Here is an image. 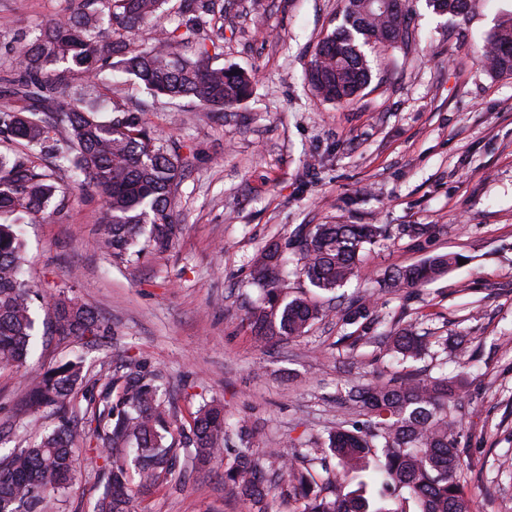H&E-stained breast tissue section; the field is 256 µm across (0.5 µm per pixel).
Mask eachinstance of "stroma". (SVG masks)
Here are the masks:
<instances>
[{
	"instance_id": "1",
	"label": "stroma",
	"mask_w": 512,
	"mask_h": 512,
	"mask_svg": "<svg viewBox=\"0 0 512 512\" xmlns=\"http://www.w3.org/2000/svg\"><path fill=\"white\" fill-rule=\"evenodd\" d=\"M64 0H0V63L23 31L55 17ZM408 43L369 56L372 80L349 104L320 100L305 72L339 23L340 0H224V64L248 73L253 94L216 115L187 100L149 121L195 157L176 193L186 229L174 249L115 263L94 241L100 202L70 190L60 215L23 226L26 278L38 293L39 331L26 367L0 368V449L51 430V410H23L27 375L82 360L91 384L73 401L83 414L97 378L132 359L162 377L183 422L203 402L254 430L252 454H300L351 418L345 388L394 383L414 369L467 370L450 404L460 435L461 479L472 512H512V76L490 74L478 50L512 0H469L456 17L410 0ZM299 224H381L358 275L333 292L288 274L289 296L323 306L367 296L382 325L447 337L418 361L398 363L373 345L349 349L353 325L330 315L306 335L257 348L246 320L259 298L253 257ZM406 224L423 226L411 238ZM443 253L465 257L441 278L393 291L391 271ZM69 290L108 325L101 336L50 335L49 294ZM99 470L83 457L60 512H87ZM137 512H247L224 494V464L187 472L138 498Z\"/></svg>"
}]
</instances>
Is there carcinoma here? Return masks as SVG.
<instances>
[{
	"label": "carcinoma",
	"mask_w": 512,
	"mask_h": 512,
	"mask_svg": "<svg viewBox=\"0 0 512 512\" xmlns=\"http://www.w3.org/2000/svg\"><path fill=\"white\" fill-rule=\"evenodd\" d=\"M67 2L63 15L18 36L0 76V97L8 99L0 105L1 368L26 364L36 324L18 220L64 201L62 177L102 200L100 242L115 260L128 262L146 249L164 255L182 234L172 203L190 154L149 121L152 103L112 100L106 73L117 68L153 100L189 98L204 112H222L252 92L250 76L217 64L224 54V0H179L171 29V0ZM429 5L457 16L467 0ZM409 11L407 2L383 11L375 0H343L342 23L318 43L307 72L316 94L336 104L357 98L371 80L368 51L409 41ZM146 24L156 36L133 46L132 36ZM480 61L492 74L512 75V17L486 38ZM385 234L378 224H299L285 245L262 248L252 279L263 296L247 313L255 342L300 337L323 316L316 302L284 295L286 257L311 286L333 292L355 276L366 245ZM458 259L437 255L398 268L384 287L425 284ZM48 305L58 336L97 335L105 328L74 296H53ZM381 344L405 362L421 359L429 341L395 327ZM125 369L119 386L109 372L101 374L103 396L89 399L84 420L69 411L71 397L86 384L81 363L66 362L33 378L24 406L49 407L58 422L39 441L0 454V512H59L81 449L102 460L93 512H132L136 495L168 482L182 465L218 458L224 460L225 494L247 503L249 512H270L272 495L300 502V512H471L460 482L458 432L448 415V401L467 382L466 372L349 389L343 404L360 419L305 452L312 463L334 459L336 467L325 469L323 478L274 450L270 457L281 481L271 488L252 460L248 426L230 427L224 407L212 402L200 405L186 425L153 374L132 360ZM232 431L237 448L228 446ZM352 481L355 489L345 491Z\"/></svg>",
	"instance_id": "carcinoma-1"
}]
</instances>
